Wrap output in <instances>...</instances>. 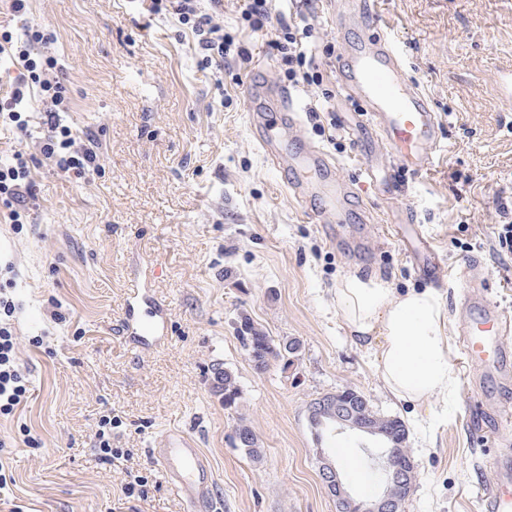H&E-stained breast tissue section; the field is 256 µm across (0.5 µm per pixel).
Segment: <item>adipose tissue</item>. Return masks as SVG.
Wrapping results in <instances>:
<instances>
[{"instance_id": "obj_1", "label": "adipose tissue", "mask_w": 512, "mask_h": 512, "mask_svg": "<svg viewBox=\"0 0 512 512\" xmlns=\"http://www.w3.org/2000/svg\"><path fill=\"white\" fill-rule=\"evenodd\" d=\"M336 302L358 342L376 353L392 396L419 401L447 390V338L435 296L397 294L379 279L353 276L338 286Z\"/></svg>"}]
</instances>
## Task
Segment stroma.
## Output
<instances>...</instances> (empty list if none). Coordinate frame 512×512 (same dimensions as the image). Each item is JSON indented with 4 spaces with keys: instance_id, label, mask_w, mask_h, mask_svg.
Here are the masks:
<instances>
[{
    "instance_id": "1",
    "label": "stroma",
    "mask_w": 512,
    "mask_h": 512,
    "mask_svg": "<svg viewBox=\"0 0 512 512\" xmlns=\"http://www.w3.org/2000/svg\"><path fill=\"white\" fill-rule=\"evenodd\" d=\"M149 5L30 0L20 18L0 0L1 26L51 33L48 51L72 98L63 119L78 144L97 143L101 163L68 179L41 162L38 107L29 111V138L0 127V160L32 154L38 194L22 227L0 217V263L17 273L15 327L32 388L23 419L41 442L29 447L15 422L0 420V438L13 444L14 496L28 512H188L150 455L178 431L207 459L219 512H336L319 479L320 454L341 466L343 450L366 463L372 450L347 434L317 440L307 409L352 389L406 425L417 479L403 512H483V494L500 482L498 458H512V373L493 389L500 444L474 445L469 403L488 387L459 327L480 281L512 316V254L497 238L503 215L512 216V97L497 83L512 68V0H377L378 30L354 18L342 34L341 0H313L320 82L292 94L300 144L333 158L357 198L329 234L316 216L322 202L304 203L288 167L271 164L255 139L264 101L250 96L252 84L288 86L268 42L291 0H271L260 31L242 18V0H224L215 21L252 59L210 67L191 31ZM378 32L395 41L431 100L443 145L430 171L395 172L404 187L395 197L374 184L394 159L377 140L360 151L363 107L342 85L349 41ZM321 99L328 110L320 120L334 126L328 136L308 112ZM409 216L442 260L436 284L385 232ZM352 276L436 292L452 373L446 393L417 403L387 392L336 303L337 284ZM138 288L166 314V333L146 345L125 327ZM56 302L65 321L50 316ZM244 317L273 339L298 341L293 366L256 369L239 339ZM217 364L237 378L233 407L211 388ZM105 415L115 421L113 447L124 452L110 464L95 448ZM242 422L259 440V459L235 445ZM130 473L146 478L143 496H126Z\"/></svg>"
}]
</instances>
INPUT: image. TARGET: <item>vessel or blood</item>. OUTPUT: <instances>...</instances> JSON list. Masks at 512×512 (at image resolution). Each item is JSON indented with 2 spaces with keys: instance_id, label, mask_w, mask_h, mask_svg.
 <instances>
[{
  "instance_id": "vessel-or-blood-1",
  "label": "vessel or blood",
  "mask_w": 512,
  "mask_h": 512,
  "mask_svg": "<svg viewBox=\"0 0 512 512\" xmlns=\"http://www.w3.org/2000/svg\"><path fill=\"white\" fill-rule=\"evenodd\" d=\"M347 57L345 83L363 103L394 157L414 171L429 169L440 147L437 115L408 75L398 51L384 38L354 40L348 46ZM272 97L278 115L262 128L258 138L261 148L273 162L289 160L295 173L292 185L302 198L323 199L337 214H345L349 190L331 179L335 162L315 149H290L283 132L294 127L288 118L293 109L292 97L284 90L273 92ZM393 230L400 238L413 236L411 255L420 269L430 272L438 267V256L427 241L414 236L412 225L398 223ZM511 333L512 319L485 296L476 297L471 317L460 329L468 358L482 364L492 375L507 365L504 338ZM156 460L163 472L174 478L190 508L195 510L210 500L212 491L200 478L204 461L184 435L169 434L163 448L157 449Z\"/></svg>"
}]
</instances>
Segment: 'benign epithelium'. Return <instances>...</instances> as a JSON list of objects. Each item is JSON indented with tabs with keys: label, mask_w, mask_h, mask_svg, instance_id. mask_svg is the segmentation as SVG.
<instances>
[{
	"label": "benign epithelium",
	"mask_w": 512,
	"mask_h": 512,
	"mask_svg": "<svg viewBox=\"0 0 512 512\" xmlns=\"http://www.w3.org/2000/svg\"><path fill=\"white\" fill-rule=\"evenodd\" d=\"M298 347L288 343L270 344L257 361L259 368L272 362L283 366L294 361ZM367 403V399L353 391L329 393L314 399L308 407L310 423L331 424L340 432L352 431L377 438L383 446L376 453L378 466L385 474L379 489L369 497L352 496L344 479L327 456H320L319 476L326 492L336 501V512H402V506L411 493L415 479V464L404 448L402 439L391 436V430L379 427L359 415L355 408Z\"/></svg>",
	"instance_id": "obj_1"
}]
</instances>
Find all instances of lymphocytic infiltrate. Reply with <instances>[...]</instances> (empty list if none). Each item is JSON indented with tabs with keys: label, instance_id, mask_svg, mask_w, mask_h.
Returning a JSON list of instances; mask_svg holds the SVG:
<instances>
[{
	"label": "lymphocytic infiltrate",
	"instance_id": "obj_1",
	"mask_svg": "<svg viewBox=\"0 0 512 512\" xmlns=\"http://www.w3.org/2000/svg\"><path fill=\"white\" fill-rule=\"evenodd\" d=\"M154 11L176 15L195 36L203 51V64L237 53L241 61H248L246 48L235 45L232 35L213 22L212 9L220 7L221 0H210V10H202L199 0H152ZM315 15L311 10L299 9L294 19H280L276 37L271 45L280 60L281 71L289 86L300 88L318 83L312 72V60L307 55L306 41L314 29ZM49 37L35 26H24L20 31L0 30V57L8 58L20 76L11 91L0 100V124L26 131V112L32 99H39L46 112L47 132L40 152L54 168L69 178H83L97 170L99 155L94 147L77 145L71 128L60 118L70 103V91L54 56L40 52L41 44ZM37 194L31 177L29 160L24 153H14L10 161L0 163V208L6 210L11 223H21ZM6 279L0 284V418L20 414L29 398V377L17 362L18 336L15 328L16 304L13 297L12 264H5Z\"/></svg>",
	"mask_w": 512,
	"mask_h": 512
}]
</instances>
